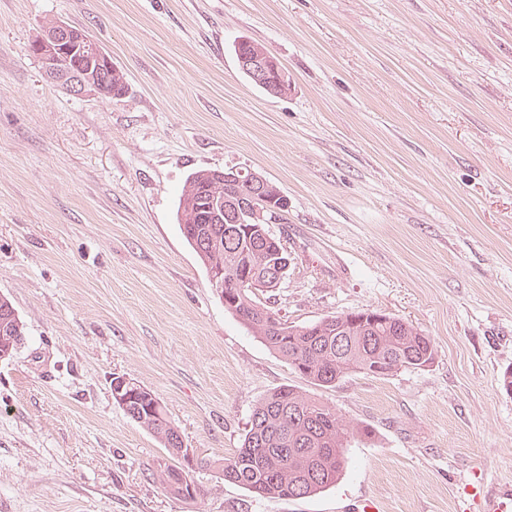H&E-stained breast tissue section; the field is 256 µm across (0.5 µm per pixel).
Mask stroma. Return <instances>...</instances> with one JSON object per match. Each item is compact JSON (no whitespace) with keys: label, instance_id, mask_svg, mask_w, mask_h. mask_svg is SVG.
<instances>
[{"label":"stroma","instance_id":"obj_1","mask_svg":"<svg viewBox=\"0 0 512 512\" xmlns=\"http://www.w3.org/2000/svg\"><path fill=\"white\" fill-rule=\"evenodd\" d=\"M89 31L118 99L73 96L29 44ZM263 45L290 90L240 69ZM288 198L270 304L309 324L374 309L432 337L433 364L315 389L226 311L176 211L200 169ZM0 296L24 323L0 360V512H479L512 479V0H0ZM151 390L195 456L112 395ZM293 386L346 421L342 478L304 499L226 482L252 410ZM163 473L165 476V478L163 477L164 489L186 500L195 497L196 487L190 479L189 471H186L182 465H167Z\"/></svg>","mask_w":512,"mask_h":512}]
</instances>
